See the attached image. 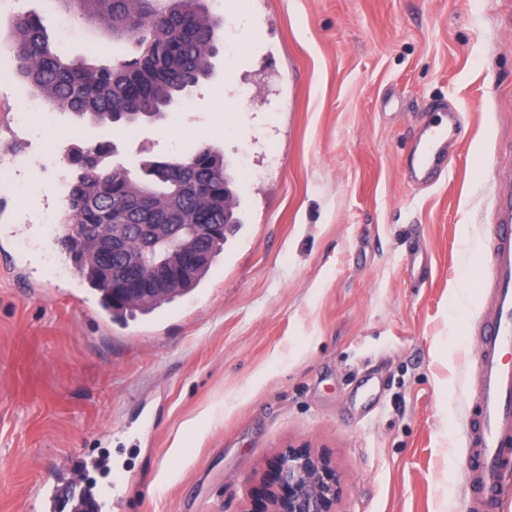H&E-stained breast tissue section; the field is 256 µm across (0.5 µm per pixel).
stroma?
<instances>
[{"label": "stroma", "instance_id": "obj_1", "mask_svg": "<svg viewBox=\"0 0 512 512\" xmlns=\"http://www.w3.org/2000/svg\"><path fill=\"white\" fill-rule=\"evenodd\" d=\"M41 15L74 58L104 43L50 0ZM236 53L177 111L98 128L49 107L0 46V138L11 223L37 169L55 185L54 135L109 140L112 163L214 143L243 224L191 293L126 322L101 312L61 244L0 242V512H52L40 492L79 484L101 512H247L282 448L336 464L340 512H462L463 419L478 398V324L492 211L512 167V0H209ZM247 98H240V91ZM464 116L446 173L408 177L423 117ZM423 253L429 274L408 260Z\"/></svg>", "mask_w": 512, "mask_h": 512}]
</instances>
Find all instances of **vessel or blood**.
<instances>
[{"label":"vessel or blood","mask_w":512,"mask_h":512,"mask_svg":"<svg viewBox=\"0 0 512 512\" xmlns=\"http://www.w3.org/2000/svg\"><path fill=\"white\" fill-rule=\"evenodd\" d=\"M462 125L461 112L448 107L437 121L420 126L413 150L416 182H426L432 174L444 171L448 149L457 141ZM493 224L483 270L494 288L493 304L480 330L479 395L464 421L472 487L465 512H496L501 476L512 464V198L497 200Z\"/></svg>","instance_id":"vessel-or-blood-1"}]
</instances>
